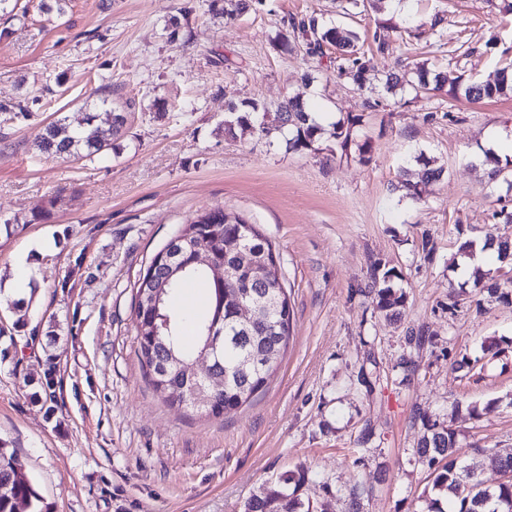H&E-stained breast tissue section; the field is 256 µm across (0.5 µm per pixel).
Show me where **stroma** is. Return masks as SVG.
Returning <instances> with one entry per match:
<instances>
[{"label": "stroma", "instance_id": "stroma-1", "mask_svg": "<svg viewBox=\"0 0 512 512\" xmlns=\"http://www.w3.org/2000/svg\"><path fill=\"white\" fill-rule=\"evenodd\" d=\"M212 0H67L26 16L0 14V441L14 449L49 512H244L267 483L301 468L315 512H421L416 412L443 420L455 401L484 409L454 426L485 484L512 451V306L468 298L461 242L512 238L495 218L512 189L488 177L489 135L512 143V98L454 102L445 93L388 95L340 79L303 39H272L290 17L316 14L365 34L376 70L397 60L449 77L494 81L512 65V20L488 0H391L345 19L341 0H264L228 21ZM179 19L178 40L166 27ZM390 46L377 53L374 36ZM109 95L128 120L114 150L50 157L36 142L51 121L75 123ZM297 97L332 119L361 116L368 163L279 141L224 134L229 104ZM425 155L444 178L421 201L396 185ZM221 208L259 225L290 291L293 336L268 385L214 418L170 405L139 362L133 317L139 279L178 225ZM25 265L23 307L8 289ZM402 275L408 303L387 318L368 288L375 267ZM431 342L406 345L407 327ZM507 339L484 358L486 338ZM484 358L480 376L453 370ZM417 366L404 379L401 358ZM53 372L52 391L42 385ZM368 373L370 386L360 384ZM374 436L362 442L361 431Z\"/></svg>", "mask_w": 512, "mask_h": 512}]
</instances>
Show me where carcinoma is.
Instances as JSON below:
<instances>
[{"label": "carcinoma", "instance_id": "obj_1", "mask_svg": "<svg viewBox=\"0 0 512 512\" xmlns=\"http://www.w3.org/2000/svg\"><path fill=\"white\" fill-rule=\"evenodd\" d=\"M224 17L236 19L263 0H225ZM293 31L306 41L307 52L324 55L322 48L333 46L336 55L330 63L336 66L338 76L362 90L371 71L370 59L358 46L360 35L349 27L325 22L316 15L291 20ZM383 91L391 93L399 88L423 98L432 92L447 90L454 100L479 101L512 95V74L502 69L492 83L456 80L445 88L447 78L431 73L423 66L388 72L379 79ZM102 112H87L77 125L63 120L49 123L40 136L39 149L51 156L92 158L112 149V137L127 122V115L108 107V98L101 100ZM360 118L348 116L327 125L317 122L298 98H287L275 106L257 100H244L228 106L224 116V132L234 138L237 133L248 132L259 138L283 141L294 151H320L319 145L332 143L330 152L345 158L369 160L370 146L356 138L355 128ZM422 168L404 171L401 188L412 198L420 196V185L438 181L444 169L434 168L430 161L419 158ZM192 236L197 245L210 248L218 260L228 259L236 268L232 279L218 285L208 273L192 264L172 274L163 273L162 287L149 294L136 288L134 323L141 366L153 389L169 403L174 400L160 386L158 367L154 363L168 364L169 374L178 380L203 352L211 350L210 326L223 328L224 348L216 351L220 372L227 373L222 382L206 385L204 405L188 404L196 410L222 414L224 408L235 409L249 402L266 385L282 361L292 333V311L268 313L259 310L249 325L236 317V299L258 297L269 293V299L284 306L290 305L283 272L272 273L277 287L266 290L253 280L254 266L263 259V252L272 250L269 239L254 224L237 219L234 224L224 223L216 214L204 221L194 220L181 225L173 236ZM402 276L393 267L383 270L381 276H372V288L377 308L385 316L401 317L407 303L406 291L396 285ZM200 284L207 290V306L203 315L193 319L195 346L184 344L183 328L186 315L174 306L179 291L188 284ZM473 288L495 300L512 304V292L499 288L495 277L478 269L473 274ZM251 351L257 360L248 374L236 375L232 369L240 352ZM422 431L415 454L427 467L431 479V492L425 495L426 512H512V478L495 487L484 486L479 479L475 463L462 459L457 432L447 421L432 420L418 414ZM306 482V473H290L278 481L262 487L245 502L244 512H311L312 504L302 500L289 485ZM42 499L32 480L18 462L16 453L0 441V512H43Z\"/></svg>", "mask_w": 512, "mask_h": 512}]
</instances>
